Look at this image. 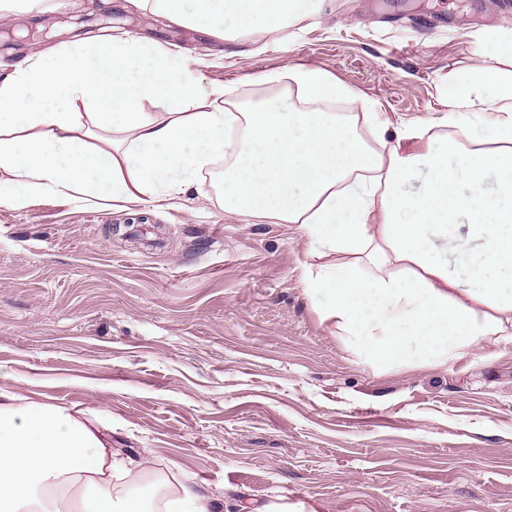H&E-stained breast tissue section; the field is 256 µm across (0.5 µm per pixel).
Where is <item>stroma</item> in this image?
I'll list each match as a JSON object with an SVG mask.
<instances>
[{
	"label": "stroma",
	"mask_w": 512,
	"mask_h": 512,
	"mask_svg": "<svg viewBox=\"0 0 512 512\" xmlns=\"http://www.w3.org/2000/svg\"><path fill=\"white\" fill-rule=\"evenodd\" d=\"M0 28L30 35L13 65L74 41L75 20L179 50L235 109L261 75L320 67L390 124L448 110V88L512 31V0H326L293 37H210L136 0H55ZM294 225L238 218L204 170L177 198L91 208L48 195L0 208V387L90 410L113 450L220 512H512V342L437 367L382 368L304 291Z\"/></svg>",
	"instance_id": "1"
}]
</instances>
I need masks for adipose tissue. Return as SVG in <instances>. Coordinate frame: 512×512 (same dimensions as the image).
I'll return each instance as SVG.
<instances>
[{
    "instance_id": "obj_1",
    "label": "adipose tissue",
    "mask_w": 512,
    "mask_h": 512,
    "mask_svg": "<svg viewBox=\"0 0 512 512\" xmlns=\"http://www.w3.org/2000/svg\"><path fill=\"white\" fill-rule=\"evenodd\" d=\"M323 0H142L226 38L282 35ZM493 62L463 73L437 123L389 132L374 113L324 111L347 87L320 67L267 74L285 93L224 108L184 56L129 35L94 37L0 78V207L52 194L87 207L175 198L224 149V209L296 225L317 259L305 292L372 363L404 366L406 338L434 363L512 325V33L489 31ZM158 100L163 111L145 112ZM448 134L433 132V125ZM425 147L430 172L405 190ZM348 255L344 264L329 254ZM375 275L363 272L364 265ZM126 465L84 410L0 388V512H153L157 483L115 501Z\"/></svg>"
}]
</instances>
